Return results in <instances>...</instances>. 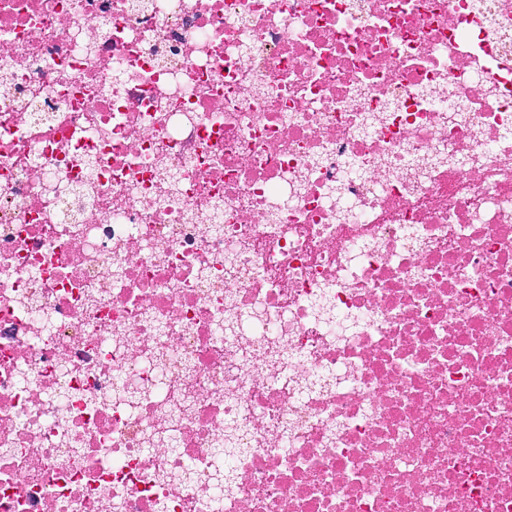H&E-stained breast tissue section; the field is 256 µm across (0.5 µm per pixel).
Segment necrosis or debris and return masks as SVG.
<instances>
[{"instance_id":"obj_1","label":"necrosis or debris","mask_w":512,"mask_h":512,"mask_svg":"<svg viewBox=\"0 0 512 512\" xmlns=\"http://www.w3.org/2000/svg\"><path fill=\"white\" fill-rule=\"evenodd\" d=\"M0 512H512V0H0Z\"/></svg>"}]
</instances>
